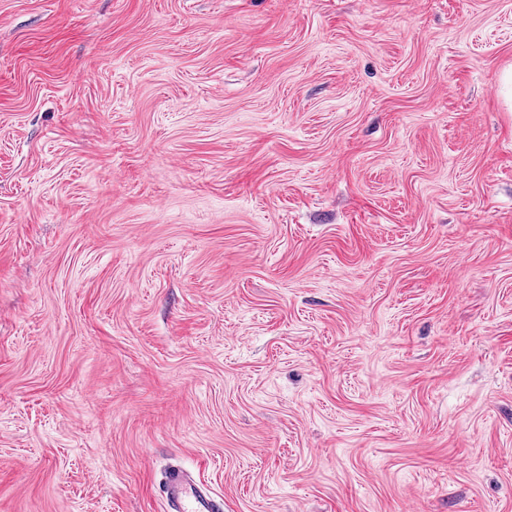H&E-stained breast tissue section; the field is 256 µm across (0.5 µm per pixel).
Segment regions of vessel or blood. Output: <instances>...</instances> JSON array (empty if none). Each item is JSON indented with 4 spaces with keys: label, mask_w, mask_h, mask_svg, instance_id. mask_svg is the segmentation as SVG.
Returning a JSON list of instances; mask_svg holds the SVG:
<instances>
[{
    "label": "vessel or blood",
    "mask_w": 512,
    "mask_h": 512,
    "mask_svg": "<svg viewBox=\"0 0 512 512\" xmlns=\"http://www.w3.org/2000/svg\"><path fill=\"white\" fill-rule=\"evenodd\" d=\"M164 512H224V498L177 466L163 480Z\"/></svg>",
    "instance_id": "1"
}]
</instances>
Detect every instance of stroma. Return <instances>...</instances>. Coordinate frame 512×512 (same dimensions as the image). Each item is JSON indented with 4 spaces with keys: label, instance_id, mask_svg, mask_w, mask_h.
<instances>
[{
    "label": "stroma",
    "instance_id": "obj_1",
    "mask_svg": "<svg viewBox=\"0 0 512 512\" xmlns=\"http://www.w3.org/2000/svg\"><path fill=\"white\" fill-rule=\"evenodd\" d=\"M512 0H0V512H512ZM164 512H224V497L179 466H170L163 480Z\"/></svg>",
    "mask_w": 512,
    "mask_h": 512
}]
</instances>
